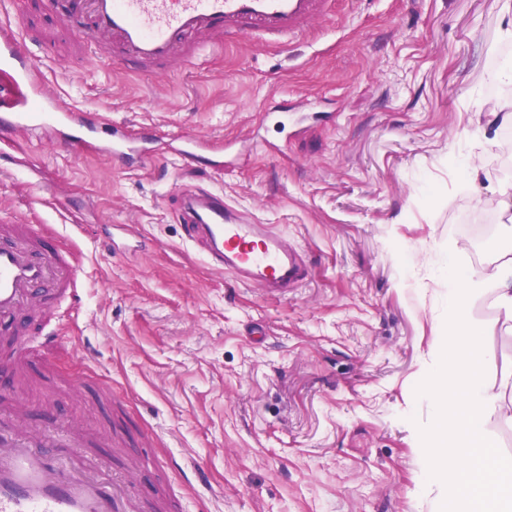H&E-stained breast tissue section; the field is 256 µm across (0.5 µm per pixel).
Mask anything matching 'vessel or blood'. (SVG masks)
I'll list each match as a JSON object with an SVG mask.
<instances>
[{
    "label": "vessel or blood",
    "instance_id": "obj_1",
    "mask_svg": "<svg viewBox=\"0 0 512 512\" xmlns=\"http://www.w3.org/2000/svg\"><path fill=\"white\" fill-rule=\"evenodd\" d=\"M330 0H69L56 12L57 25L89 37L94 45L111 39L124 66L170 75L223 51L244 35L287 44L306 35L328 13ZM21 24L0 27V142L14 134L41 132L52 147L92 144L119 166L150 155V137H133L121 127L101 132L91 113L65 106L50 92L38 61L20 51ZM170 150L184 166L207 162L217 170L235 158L233 145L213 153L209 142L174 136ZM187 239L200 242L210 267L221 274L279 296L308 277L297 248L273 225L257 224L232 211L223 196L206 193L179 201ZM47 224L0 222V321L27 336L23 312L54 309L78 295L80 279L71 252L54 248ZM53 435L0 431V512H127L132 486L100 477L86 460L49 455Z\"/></svg>",
    "mask_w": 512,
    "mask_h": 512
}]
</instances>
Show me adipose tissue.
I'll list each match as a JSON object with an SVG mask.
<instances>
[{
	"label": "adipose tissue",
	"mask_w": 512,
	"mask_h": 512,
	"mask_svg": "<svg viewBox=\"0 0 512 512\" xmlns=\"http://www.w3.org/2000/svg\"><path fill=\"white\" fill-rule=\"evenodd\" d=\"M448 320L438 325L424 396L433 424L418 437L420 484L441 489V512H512V460L500 457L485 430L504 390L484 384L486 352L474 331L470 306L492 296L512 321V257L481 271L442 276Z\"/></svg>",
	"instance_id": "1"
}]
</instances>
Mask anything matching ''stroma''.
<instances>
[{
  "label": "stroma",
  "instance_id": "obj_1",
  "mask_svg": "<svg viewBox=\"0 0 512 512\" xmlns=\"http://www.w3.org/2000/svg\"><path fill=\"white\" fill-rule=\"evenodd\" d=\"M64 103L155 135L127 170L93 149L18 136L0 163V213L51 225L79 260V296L32 312V346L0 407L77 417L80 447L53 456L141 475L140 512H434L418 483L421 395L444 317L449 243L479 270L512 252V0H333L288 45L243 39L178 74L96 61L43 0H8ZM175 134L241 161L208 175L163 148ZM477 169L468 172V160ZM220 193L276 225L310 263L282 297L212 271L185 238L179 188ZM132 226L112 248V227ZM471 317L482 379L512 375V327L492 296Z\"/></svg>",
  "mask_w": 512,
  "mask_h": 512
}]
</instances>
